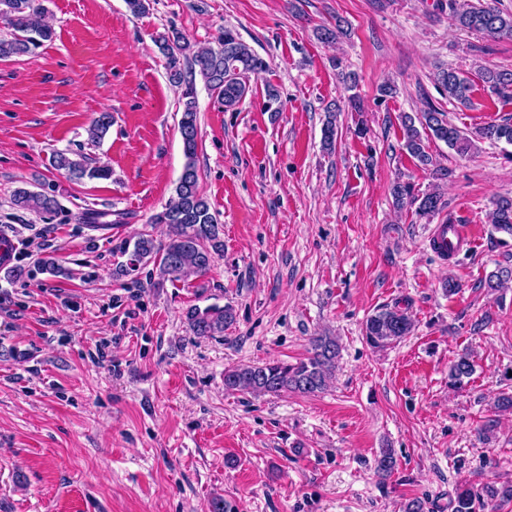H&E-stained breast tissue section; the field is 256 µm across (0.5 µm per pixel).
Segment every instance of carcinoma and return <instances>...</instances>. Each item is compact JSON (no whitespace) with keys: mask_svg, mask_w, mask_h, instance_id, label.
<instances>
[{"mask_svg":"<svg viewBox=\"0 0 512 512\" xmlns=\"http://www.w3.org/2000/svg\"><path fill=\"white\" fill-rule=\"evenodd\" d=\"M448 9L456 26L464 31L485 35L491 39H512V12L483 5L478 0H448ZM45 11L41 0H0V24L8 32L0 35V60L14 56H38V50L52 41L53 29L42 20ZM160 48L167 57V76L171 83L185 86L184 110L179 127L183 141L185 163L175 196L164 210L156 214L152 223L169 227L168 239L156 241L150 234H141L130 247L124 248L127 261L119 265L118 272L126 275L148 262H153L163 277L188 282L191 277L208 273L214 256L224 252L222 225L211 212L207 198L199 190L197 167L198 112L193 85L201 77L205 86L217 94L224 108H233L245 98L250 77L265 72L268 63L248 46L233 28L226 27L218 38L217 47L194 49V45L181 33L173 30L161 38ZM481 81L494 94L512 97V71L484 67ZM347 102L360 112L363 109L355 75H342ZM435 83L447 93L448 102L463 107L471 105L470 77L455 69L441 70ZM403 129L402 149L419 165L432 168L437 181L448 180V169L435 165L427 150L425 136L444 142L461 156L476 149V142L487 140L512 145V119L500 123L490 122L472 131H464L448 122L446 111L432 102L417 116H401ZM112 126V114L101 112L94 117L87 130L91 142L101 141ZM53 166L77 178L108 179L112 171L92 166L83 155L73 158L67 151L52 156ZM394 204L399 208H415V214L429 220L440 213L446 202L439 187L418 196L408 183L397 182L392 189ZM11 206L19 211L49 214L59 209L57 199L48 194L19 187L13 191ZM494 228L512 236V199L502 198L495 203L492 215ZM190 331L197 337L221 336L234 323L235 314L229 306L211 305L203 309L195 306L185 313ZM413 322L401 309L381 308L367 317L364 336L369 346L383 349L410 335ZM340 357V344L329 334L312 339L310 355L296 363L269 361L262 365H239L224 373V389L230 392L252 394H278L294 392L313 394L324 390L336 371ZM471 354L461 353L448 369V386L459 388L474 373ZM512 501V485L487 481L475 488L458 485L449 496L450 512H485L496 501Z\"/></svg>","mask_w":512,"mask_h":512,"instance_id":"1","label":"carcinoma"}]
</instances>
